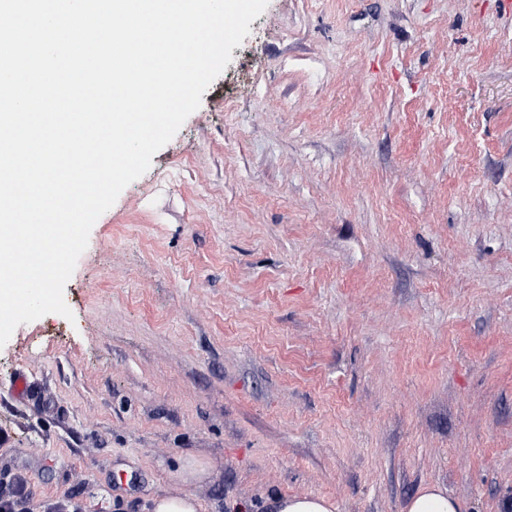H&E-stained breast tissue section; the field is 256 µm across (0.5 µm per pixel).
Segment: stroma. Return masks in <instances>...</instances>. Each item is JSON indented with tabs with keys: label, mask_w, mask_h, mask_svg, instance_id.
Masks as SVG:
<instances>
[{
	"label": "stroma",
	"mask_w": 512,
	"mask_h": 512,
	"mask_svg": "<svg viewBox=\"0 0 512 512\" xmlns=\"http://www.w3.org/2000/svg\"><path fill=\"white\" fill-rule=\"evenodd\" d=\"M0 347V497L512 502V15L269 0ZM33 396L11 392L18 372ZM207 467L195 460L186 461L171 473L174 487L150 500L148 512H205L201 501L181 488L182 484L199 482L208 477Z\"/></svg>",
	"instance_id": "1"
}]
</instances>
